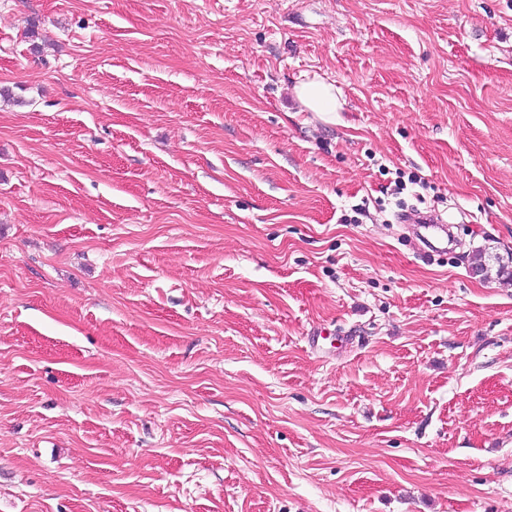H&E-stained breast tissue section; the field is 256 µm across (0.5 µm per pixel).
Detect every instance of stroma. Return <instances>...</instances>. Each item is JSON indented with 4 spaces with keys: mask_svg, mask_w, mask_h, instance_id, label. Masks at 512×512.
<instances>
[{
    "mask_svg": "<svg viewBox=\"0 0 512 512\" xmlns=\"http://www.w3.org/2000/svg\"><path fill=\"white\" fill-rule=\"evenodd\" d=\"M0 89V512H512V0H0ZM296 97L301 111L315 112L319 118L329 124H335L336 112L345 111V102L333 83L314 76L295 86Z\"/></svg>",
    "mask_w": 512,
    "mask_h": 512,
    "instance_id": "35a3bbf8",
    "label": "stroma"
}]
</instances>
